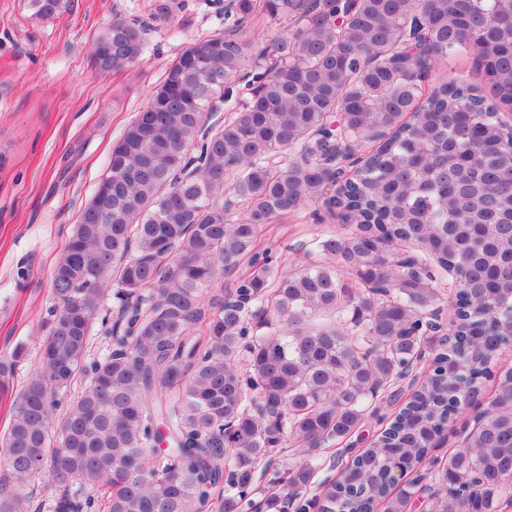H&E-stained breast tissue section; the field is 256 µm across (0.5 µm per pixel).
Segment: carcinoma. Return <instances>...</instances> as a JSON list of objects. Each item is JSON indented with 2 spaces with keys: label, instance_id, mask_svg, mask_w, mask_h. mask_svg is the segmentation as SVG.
<instances>
[{
  "label": "carcinoma",
  "instance_id": "obj_1",
  "mask_svg": "<svg viewBox=\"0 0 512 512\" xmlns=\"http://www.w3.org/2000/svg\"><path fill=\"white\" fill-rule=\"evenodd\" d=\"M28 8L50 20L71 0ZM177 10L154 0L152 19ZM256 21L283 29L251 38ZM147 27L113 19L95 74L135 66ZM469 56L490 95L425 85L428 68ZM506 108L512 0H228L224 32L189 42L112 144L57 259L40 367L0 434V512H409L421 497L427 512L511 509ZM307 205L344 224L287 263L255 251L264 226ZM246 258L233 290L213 291ZM97 320L112 344L91 359ZM25 357H0V390ZM425 359L422 389L305 497L317 451ZM485 380L494 391L462 447L400 480ZM290 441L280 493L255 502L259 464Z\"/></svg>",
  "mask_w": 512,
  "mask_h": 512
}]
</instances>
